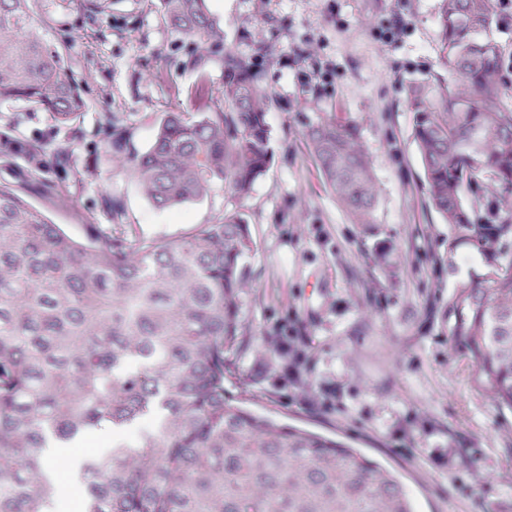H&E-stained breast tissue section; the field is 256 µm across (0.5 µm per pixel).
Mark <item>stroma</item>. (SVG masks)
Wrapping results in <instances>:
<instances>
[{
  "label": "stroma",
  "mask_w": 512,
  "mask_h": 512,
  "mask_svg": "<svg viewBox=\"0 0 512 512\" xmlns=\"http://www.w3.org/2000/svg\"><path fill=\"white\" fill-rule=\"evenodd\" d=\"M224 29L209 54L251 58L273 97L272 161L246 200L215 187L175 209L153 206L130 172L165 113L186 112L198 41L173 33L157 0H103L99 12L50 10L86 107L65 127L0 104V182L73 237L174 238L240 211L255 249L239 295L245 348L230 387L257 414L355 448L395 474L414 512H512V411L477 388L450 336L448 299L484 270L448 249L413 142L410 83L446 80L440 0H206ZM401 26L391 39L382 27ZM354 124L371 163L374 221L352 223L310 154L319 119ZM125 127L115 146L113 120ZM26 141L35 156L11 153Z\"/></svg>",
  "instance_id": "obj_1"
}]
</instances>
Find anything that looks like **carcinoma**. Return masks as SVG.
Returning a JSON list of instances; mask_svg holds the SVG:
<instances>
[{"mask_svg": "<svg viewBox=\"0 0 512 512\" xmlns=\"http://www.w3.org/2000/svg\"><path fill=\"white\" fill-rule=\"evenodd\" d=\"M42 0H0V103L24 101L65 127L84 101L64 55L42 34ZM497 0H441L440 48L451 79L415 82L405 104L429 201L485 270L450 301L454 342L477 382L512 409V107L500 101ZM168 28L199 39L224 30L204 0H159ZM224 107L168 112L130 160L144 196L173 209L225 184L248 196L272 154L273 103L253 62L224 52ZM307 143L358 224L376 190L357 127L324 119ZM497 194L492 224L465 187ZM254 241L237 211L175 238L78 240L21 190L0 183V512H53L46 449L87 432L153 427L77 474L82 512H412L403 485L345 444L244 408L227 383L244 348L239 294Z\"/></svg>", "mask_w": 512, "mask_h": 512, "instance_id": "obj_1", "label": "carcinoma"}]
</instances>
